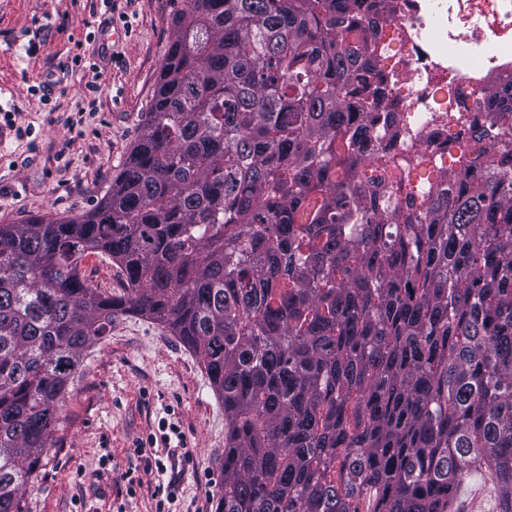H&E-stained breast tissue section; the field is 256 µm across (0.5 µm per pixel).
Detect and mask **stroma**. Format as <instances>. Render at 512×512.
Returning a JSON list of instances; mask_svg holds the SVG:
<instances>
[{
	"label": "stroma",
	"instance_id": "stroma-1",
	"mask_svg": "<svg viewBox=\"0 0 512 512\" xmlns=\"http://www.w3.org/2000/svg\"><path fill=\"white\" fill-rule=\"evenodd\" d=\"M187 0H0V224L87 211L139 137ZM120 38H113L115 29ZM101 92L86 86L89 64ZM176 424L188 452L173 502L159 504L139 441ZM31 512H214L224 470V406L197 357L142 316H122L71 378ZM142 486L127 496L121 476Z\"/></svg>",
	"mask_w": 512,
	"mask_h": 512
}]
</instances>
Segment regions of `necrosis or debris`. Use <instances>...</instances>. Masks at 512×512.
Masks as SVG:
<instances>
[{"instance_id": "obj_1", "label": "necrosis or debris", "mask_w": 512, "mask_h": 512, "mask_svg": "<svg viewBox=\"0 0 512 512\" xmlns=\"http://www.w3.org/2000/svg\"><path fill=\"white\" fill-rule=\"evenodd\" d=\"M394 25L405 34L418 87L411 110L425 131L433 129L428 94L436 78L467 92L512 72V0H397Z\"/></svg>"}]
</instances>
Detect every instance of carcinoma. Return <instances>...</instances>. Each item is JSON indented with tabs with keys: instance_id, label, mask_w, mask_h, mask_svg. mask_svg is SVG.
Listing matches in <instances>:
<instances>
[{
	"instance_id": "carcinoma-1",
	"label": "carcinoma",
	"mask_w": 512,
	"mask_h": 512,
	"mask_svg": "<svg viewBox=\"0 0 512 512\" xmlns=\"http://www.w3.org/2000/svg\"><path fill=\"white\" fill-rule=\"evenodd\" d=\"M395 0H189L90 210L0 224V512L83 352L168 329L224 404L216 512H512V80L401 103ZM415 151L376 143L374 122ZM108 256L119 287L80 264ZM494 484L490 481H483L477 477H472L464 481L462 485L459 502L461 512H474L476 507L481 506L486 500L489 511L493 512L496 499Z\"/></svg>"
}]
</instances>
